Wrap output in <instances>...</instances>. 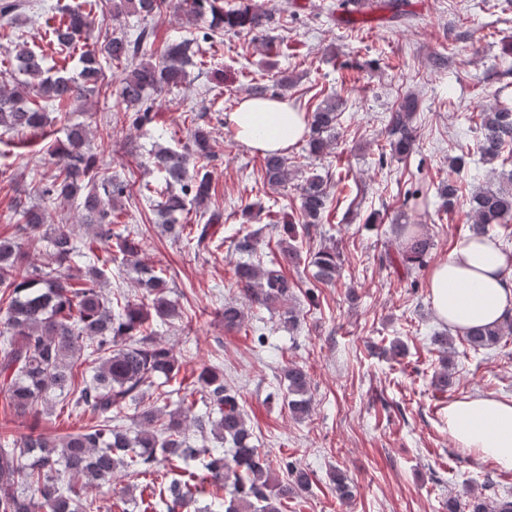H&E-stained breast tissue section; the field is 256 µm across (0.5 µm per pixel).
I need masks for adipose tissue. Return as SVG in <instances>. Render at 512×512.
Instances as JSON below:
<instances>
[{"instance_id":"1","label":"adipose tissue","mask_w":512,"mask_h":512,"mask_svg":"<svg viewBox=\"0 0 512 512\" xmlns=\"http://www.w3.org/2000/svg\"><path fill=\"white\" fill-rule=\"evenodd\" d=\"M230 120L237 140L262 153L285 151L307 132L305 113L283 97L243 99ZM429 288L435 315L451 329L499 323L512 310V259L497 239H467L432 268ZM448 433L480 458L512 469V402L491 396L454 401Z\"/></svg>"}]
</instances>
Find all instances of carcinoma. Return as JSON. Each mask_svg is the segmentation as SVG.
Returning a JSON list of instances; mask_svg holds the SVG:
<instances>
[{"label":"carcinoma","mask_w":512,"mask_h":512,"mask_svg":"<svg viewBox=\"0 0 512 512\" xmlns=\"http://www.w3.org/2000/svg\"><path fill=\"white\" fill-rule=\"evenodd\" d=\"M384 0H343L351 24L365 23L367 15ZM77 6L60 11L41 6L49 17L46 24L61 48L77 54L73 74H47L44 58L33 50L24 36L16 37L12 47L0 54V73H19L25 80L8 87L0 84V128L16 134L36 133L51 125L54 118L46 111L72 102H87L99 92L104 65H125L118 91V104L133 110L131 125L142 128L152 123V95L183 84L187 66L205 65L202 44L214 41L215 33L244 32L268 39L271 15L240 0L233 9H224V0H180L178 9L195 22L210 17L208 30L193 32L166 43L161 55L147 54L152 32L142 28L131 40L123 36L105 38L98 49L84 48L91 27V11ZM171 0H112L113 18L130 16L144 20L153 17ZM27 8L23 0H0V16L11 27L20 21ZM346 101L331 95L307 116L309 152L319 155L336 137V128ZM417 100L405 99L388 121L392 154L407 156L417 142L412 114ZM481 137L476 144L479 159L485 163L512 159V111L507 108L479 114ZM190 119L189 142L181 147L158 146L150 159L162 181L142 185V196L156 207L164 232L188 245H209L210 229L224 222V214L209 209L211 175L207 165L213 157L211 131ZM57 169L37 189L38 202L17 201L15 235L0 238V303L5 305V321L0 327V399L20 419L48 413L55 406L72 416H91L71 432L49 435L30 426V432L12 445H0V512H92L88 499L93 488L112 481L118 471L125 476L150 479L148 488L177 512L195 496L206 494L209 503L198 512H282L289 498L308 489L309 475L288 459L274 460L253 444L243 407L235 394L224 386V373L204 367L195 378L200 399L180 398L176 408L169 404L145 406L144 398L161 380H177L182 362L173 350L159 342L152 322L164 324L180 317L170 298L167 277L160 271L142 267L137 285L150 303H133L122 294L103 291L112 273V251L102 258L94 245L116 242L123 260L138 255L140 242L128 231H115V211L128 184L112 177L100 159L101 152L90 147L87 129L81 123L67 127L65 140L52 151ZM264 178L271 186L287 180V158L268 152L263 158ZM66 203L76 206L80 223L88 229L90 240L80 244L68 224L46 223V208ZM330 203L327 181L321 176L307 177L300 184V211L304 228L322 221ZM474 222V237L488 235L489 225L508 227L512 222V176L503 175L495 189L474 193L469 200ZM195 213L194 223L187 217ZM44 240L45 250L33 262H26L24 242ZM432 247L430 237L420 228L404 227L398 242L388 245L386 255L396 253L406 269L423 264ZM237 249L247 254L233 271L235 284L248 300L268 309L282 308L280 319L295 326L299 312L287 305L290 284L284 269L301 260L296 236L279 242L278 254L266 267L253 260L256 248L251 237L238 240ZM314 276L324 283L336 279V252L323 249L314 255ZM224 328L237 329L243 321L240 308L226 304L219 313ZM507 317L499 325L474 328L464 334L475 349L499 343ZM287 403L291 415L299 420L311 412L310 382L304 367L293 364L284 373ZM205 411L195 412L197 404ZM132 410L135 430L117 423ZM200 432L210 429L216 442L229 448H195L188 442L187 424ZM171 461H198L204 471L189 479L167 480L164 473ZM288 474L284 481L272 477L274 467ZM336 493L346 502L353 497V486L346 475L332 476ZM232 485L229 498L224 488ZM469 512H512V499L474 495Z\"/></svg>","instance_id":"cac0c4a2"}]
</instances>
